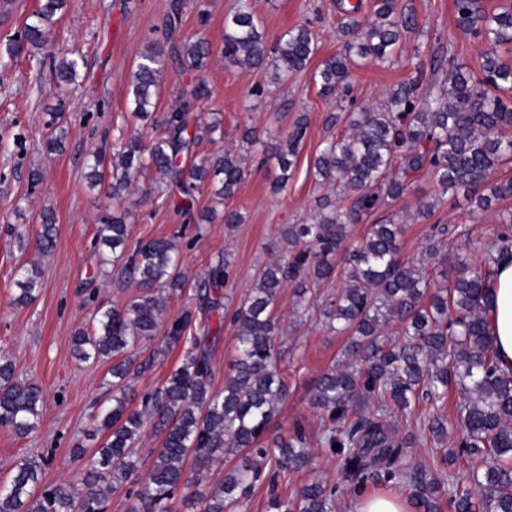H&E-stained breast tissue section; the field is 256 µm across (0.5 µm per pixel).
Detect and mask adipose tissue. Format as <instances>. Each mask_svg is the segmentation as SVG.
<instances>
[{
	"mask_svg": "<svg viewBox=\"0 0 512 512\" xmlns=\"http://www.w3.org/2000/svg\"><path fill=\"white\" fill-rule=\"evenodd\" d=\"M490 323L501 373L512 375V251L499 255L491 278Z\"/></svg>",
	"mask_w": 512,
	"mask_h": 512,
	"instance_id": "ef3b65f1",
	"label": "adipose tissue"
}]
</instances>
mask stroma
Wrapping results in <instances>:
<instances>
[{"instance_id":"stroma-1","label":"stroma","mask_w":512,"mask_h":512,"mask_svg":"<svg viewBox=\"0 0 512 512\" xmlns=\"http://www.w3.org/2000/svg\"><path fill=\"white\" fill-rule=\"evenodd\" d=\"M412 7L418 28L402 40L399 62L380 67L374 64L352 67V111L378 106L387 93L411 73L412 56L429 60L437 49L478 68L484 45L480 39L457 32L453 0H402ZM171 0H71L51 26L50 42L39 52L40 71H32L26 58L9 59L7 39L15 37L23 18L0 25V351L8 352L20 378L37 382L44 402L37 428L22 437L0 427V476L8 475L24 456L52 452L45 472L46 482L72 479L82 466L73 450L94 448L100 441L94 414L106 397L110 365L82 362L75 358L72 338L88 326L95 305L120 307L139 294L138 283H117L106 276L92 248L96 219L104 208L130 213L132 240L168 238L181 234V265L186 275L182 292L169 296L168 316L184 310L195 313L190 335L212 330L217 340L212 354L213 390L224 387L237 352V329L232 320L196 311V289L208 266L219 252L231 261L230 276L223 288L226 306H236L256 282L258 272L280 259L284 225L310 220L326 190L314 175V160L327 139L346 133L345 123L331 124L330 117L341 106L320 95L310 73L274 84L267 68H243L225 64L219 54L224 38V20L237 9V0H183L181 36L207 40L214 55L202 75L212 95L197 103L198 114L218 113L222 126L213 139L200 142L198 154L243 149L250 174L225 206L243 216L242 223L215 220L206 225L202 237H195L186 217L171 201L147 197L140 190L122 199L110 197L107 184L90 186L87 164L93 152L115 153L121 132L138 127L128 108L131 98L129 73L150 43L161 38ZM263 22L268 43L290 28L308 24L318 38L315 62L338 53L337 31L342 19L339 0H252ZM83 56L85 67L68 92H61L53 78V56ZM191 74H179L169 67L155 99L154 114L146 129L154 136L175 105ZM65 108L59 123L67 134L61 147L47 151L51 137L46 112L57 102ZM308 115L309 128L296 166L285 191L274 192L272 182L279 169L274 153L284 133L300 115ZM255 141L243 145L244 131ZM440 197L441 203L428 222L416 215L419 198ZM57 218L55 247L40 255L34 234L43 209ZM405 218V233L399 241L400 255L435 272L438 260L426 247L433 225L448 226L442 248L453 257L497 250L501 233L512 221V198L501 201L487 213L471 215L464 193L440 195L431 176L415 174L409 193L392 204ZM37 263L42 286L36 298L15 304L18 270ZM336 281L311 288L312 310L299 318L294 314L292 287L282 289L277 311L283 333L277 345L282 368L288 372V396L265 434L266 442L288 436L294 425L317 435L321 417L311 405L313 388L320 376L341 358L345 336L325 327L320 319L322 303L334 297ZM98 289V302L86 301L88 289ZM185 343L170 342L165 333L143 341L134 351L135 361L151 360L147 371L132 381L137 391L159 386L184 351ZM318 479L339 490L338 512H349L353 492L345 487L336 460L320 455L313 469L281 480L278 493L291 497L305 482Z\"/></svg>"}]
</instances>
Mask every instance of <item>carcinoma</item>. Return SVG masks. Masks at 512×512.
<instances>
[{"label":"carcinoma","mask_w":512,"mask_h":512,"mask_svg":"<svg viewBox=\"0 0 512 512\" xmlns=\"http://www.w3.org/2000/svg\"><path fill=\"white\" fill-rule=\"evenodd\" d=\"M67 4L41 0L20 36L10 40L7 53L27 52L41 66L36 53L46 42L48 26ZM182 7L181 0H174L164 41L150 44L131 70V112L140 120L151 116L168 62L184 72H199L212 55L203 39L175 38ZM454 8L457 28L485 45L478 71L443 54L429 64L419 61L414 75L389 91L382 108L349 113L351 132L326 141L314 173L322 186L341 185L343 197L336 201L324 196L316 219L287 225L282 233L286 253L260 272L254 288L238 302L232 316L238 356L224 391H212L210 349L206 340L197 338L162 386L144 392L139 407H130L127 379L133 350L162 327L171 342H179L194 313L186 310L166 318V300L185 282L180 234L132 243L127 213L106 210L98 215L93 246L102 263L112 265L113 279L141 286V294L120 308H96L90 328L73 336L77 359L112 361V405L100 414L103 440L90 451L75 448L85 462L74 481L46 486L43 476L50 457L21 458L9 478L0 480V512H105L109 496L119 492L128 500L127 512H171L176 495L192 483L187 461L201 472L218 457L241 451L246 452L242 463L194 501L200 512L242 507L265 482L275 512H336V490L316 479L287 502L274 494L278 478L313 467L312 443L336 459L355 492L370 482L405 489L414 512H512V376L498 370L489 321L491 286L484 269L496 257L456 260L441 253L440 239H429L428 253L444 266L442 286L429 280L424 268L401 258L398 240L404 225L398 214L370 225L357 241L348 238L351 225L401 198L411 188L412 175L421 171L433 177L443 194L464 191L472 215L512 197V179L489 181L494 168L512 156V101L498 95L512 89V62L498 54L499 47L512 44V8L489 14L483 0H454ZM344 13L338 28L340 51L312 74L320 94L336 99L350 95L356 60L395 63L400 41L417 26L411 9L399 0H374L370 18L360 15L358 4ZM316 52L315 36L305 25L289 29L275 46H268L250 0H240L224 26V62L269 66L276 83L306 70ZM81 67L77 58L61 57L55 67L59 85L74 83ZM210 95L204 78L193 79L183 89L180 104L168 113L162 136L148 139L137 129L116 158L92 155L87 164L91 184L110 177L112 197L119 198L151 170L149 192L166 196L178 190L182 199L175 205L199 224L193 204L203 185L221 204L249 175L243 157L231 151L196 157L198 142L220 129L215 112L209 121L191 116L194 103ZM307 128L308 117L301 115L285 134L277 155L279 190L288 186ZM55 232V215L47 210L37 231L40 253L52 250ZM340 251L344 285L325 303L322 315L329 326L348 335L342 353L347 362L333 365L314 387L312 404L323 419L319 436L312 440L297 426L271 448L261 437L287 395L275 346L280 290L292 286L295 312L306 311L308 287L331 278ZM229 267L228 255H218L198 284V309L221 319L224 304L212 292L228 280ZM20 276L16 301L24 304L39 288L40 272L35 266L23 267ZM392 323L402 335L398 342L388 338ZM15 372L11 356L0 353V427L25 436L36 428L43 393ZM453 384L464 394L453 447L432 467L416 465L410 448L428 436L441 446L448 442V420L435 402ZM397 412L418 413L423 433L401 436ZM149 426L162 441L148 464L139 444ZM335 444L339 449H333ZM461 457H486L491 463L457 481L450 466ZM77 482L85 492L75 491Z\"/></svg>","instance_id":"obj_1"}]
</instances>
